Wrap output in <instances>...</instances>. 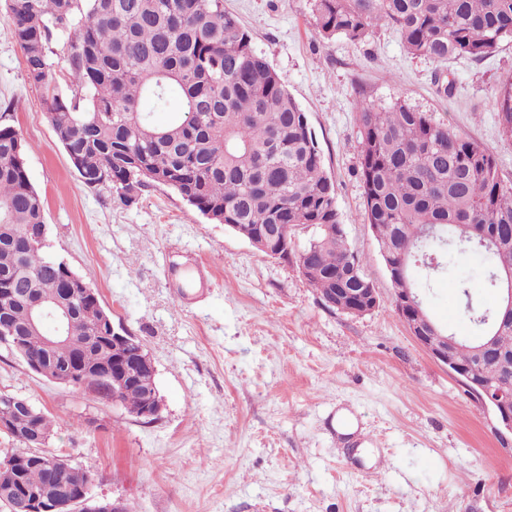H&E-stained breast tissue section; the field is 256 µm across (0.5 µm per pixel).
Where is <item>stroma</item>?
<instances>
[{
  "label": "stroma",
  "instance_id": "1",
  "mask_svg": "<svg viewBox=\"0 0 512 512\" xmlns=\"http://www.w3.org/2000/svg\"><path fill=\"white\" fill-rule=\"evenodd\" d=\"M252 46L306 112L336 191L349 246L363 255L380 297L372 313L326 307L295 262L258 251L171 188L136 200L84 185L57 141L42 98L72 86L64 34L55 35L50 88L31 84L0 20V113L27 144L25 166L44 200L54 253L97 293L115 327L138 337L163 399L141 422L95 395L31 373L0 350V393L48 411V449L89 471L92 492L134 512H512V450L493 413L413 340L364 220L355 104L394 99L465 133L512 180V139L493 110L512 80V44L480 62L441 65L406 54L379 27L365 43L312 35V0H224ZM445 73L453 87L439 92ZM206 266L204 286L180 273ZM480 262H455L427 304L457 335L471 334L452 287Z\"/></svg>",
  "mask_w": 512,
  "mask_h": 512
}]
</instances>
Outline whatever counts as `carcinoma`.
<instances>
[{
  "instance_id": "1",
  "label": "carcinoma",
  "mask_w": 512,
  "mask_h": 512,
  "mask_svg": "<svg viewBox=\"0 0 512 512\" xmlns=\"http://www.w3.org/2000/svg\"><path fill=\"white\" fill-rule=\"evenodd\" d=\"M3 18L22 51L28 79H53L50 44L67 35L73 94H51L44 109L58 142L81 181L116 189L129 203L148 184L175 189L217 224L269 230L297 266L313 267L308 284L365 288L361 254L347 244L335 188L305 112L279 75L251 45L224 0H3ZM318 38L360 44L386 25L414 58L436 62L482 60L512 42V0H314ZM180 95L172 118L157 125L152 112ZM495 108L502 133L512 138V82L501 86ZM361 153L358 174L365 217L376 242L399 263L395 292H410L429 312L423 289L454 256L475 255L487 288L500 292L512 252V181L502 178L493 153L427 112L397 99L386 107L356 103ZM26 144L0 114V328L19 337L11 352L42 359L41 333L27 327L34 300L53 306L66 296L68 264L46 251L44 201L29 181ZM311 235L304 241L299 231ZM463 314L474 327L457 337L456 361L488 378L512 376V326L495 329L500 309L483 305L471 280L455 281ZM95 315L75 306L70 342L56 348L44 375L79 354L89 363L112 359L102 349ZM495 333L481 360L476 342ZM141 386L119 396L125 408L145 401ZM21 436L37 433L47 445L54 419L35 405L10 411ZM48 498L58 493L44 470L28 464L0 469V497L10 512L22 498L15 476Z\"/></svg>"
}]
</instances>
